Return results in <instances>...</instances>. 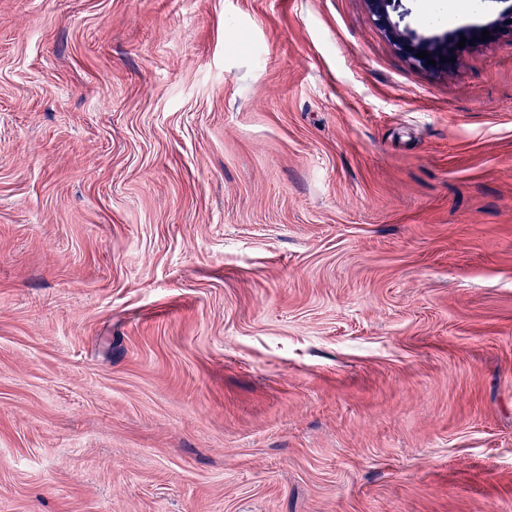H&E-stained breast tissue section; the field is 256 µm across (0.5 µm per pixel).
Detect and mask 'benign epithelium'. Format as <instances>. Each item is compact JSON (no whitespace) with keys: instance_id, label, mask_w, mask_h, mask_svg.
Segmentation results:
<instances>
[{"instance_id":"benign-epithelium-1","label":"benign epithelium","mask_w":512,"mask_h":512,"mask_svg":"<svg viewBox=\"0 0 512 512\" xmlns=\"http://www.w3.org/2000/svg\"><path fill=\"white\" fill-rule=\"evenodd\" d=\"M369 10L375 17L376 23L384 34L389 38L393 46L415 66L431 71L443 72L453 66L448 58H459L461 49L458 47L460 37L466 38V43H471L474 39H482L481 33L489 32V39L493 40L505 32H512V10L504 14L502 19L491 22L479 29H462L453 33L443 35L424 36L414 31H401L397 25L392 22L388 11L391 0H366ZM429 53V58L420 59L416 53L421 51ZM446 58L447 62H441V58ZM433 59L436 64L428 63V59Z\"/></svg>"}]
</instances>
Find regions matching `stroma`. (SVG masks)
Listing matches in <instances>:
<instances>
[{"label": "stroma", "instance_id": "1", "mask_svg": "<svg viewBox=\"0 0 512 512\" xmlns=\"http://www.w3.org/2000/svg\"><path fill=\"white\" fill-rule=\"evenodd\" d=\"M0 512H512V36L0 0ZM392 0H366L369 10L375 17L376 23L384 34L389 38L393 46L415 66L431 71H448L460 57L458 42L460 36L466 38V45L483 40L481 33L489 31V39L493 40L505 32H512V10L505 13L501 20L491 22L479 29H462L453 33L443 35L424 36L414 31H400L395 23L392 22L388 11V6ZM511 20V23H508ZM477 36V39H474ZM426 50L429 56L425 59L416 57V53ZM440 56L446 58L445 63H441ZM450 57L455 58V62H450ZM433 59L436 65L428 64V60Z\"/></svg>", "mask_w": 512, "mask_h": 512}]
</instances>
